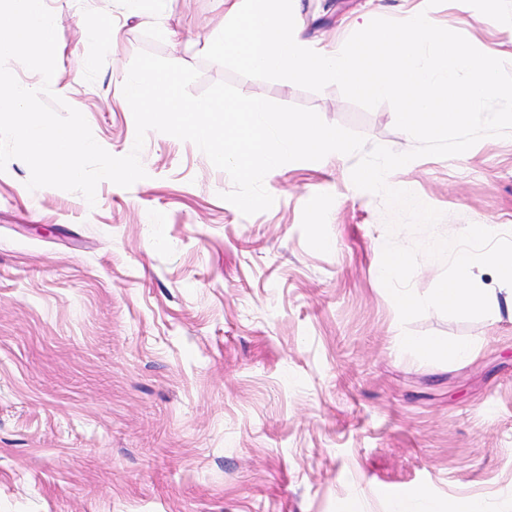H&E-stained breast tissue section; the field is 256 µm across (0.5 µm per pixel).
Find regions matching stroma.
I'll return each instance as SVG.
<instances>
[{
	"label": "stroma",
	"mask_w": 512,
	"mask_h": 512,
	"mask_svg": "<svg viewBox=\"0 0 512 512\" xmlns=\"http://www.w3.org/2000/svg\"><path fill=\"white\" fill-rule=\"evenodd\" d=\"M417 2L302 0L296 24L321 46L346 41L354 17L400 20ZM494 4V25L449 0L433 15L496 53L512 47V0ZM47 5L53 83L104 149L128 154L129 67L139 51H175L117 0ZM221 17L217 0H166L158 19L200 72L192 94L230 81L411 150L389 104L205 62L198 44ZM100 23L119 33L105 51L82 34ZM140 158L146 179L101 181L92 205L28 190L21 160L0 173V512H388L422 493L512 512V315L401 324L378 268L387 239L417 235L388 233L382 198L352 183L355 157L267 175L275 202L251 216L223 200L230 177L193 143L151 131ZM387 182L443 211L438 235L512 233V137L416 159ZM399 336L474 354L423 357ZM397 344L404 349L430 355L435 352L447 353L458 359H469L473 355V348L463 342H445L441 339L425 338L418 336H399Z\"/></svg>",
	"instance_id": "35a3bbf8"
}]
</instances>
